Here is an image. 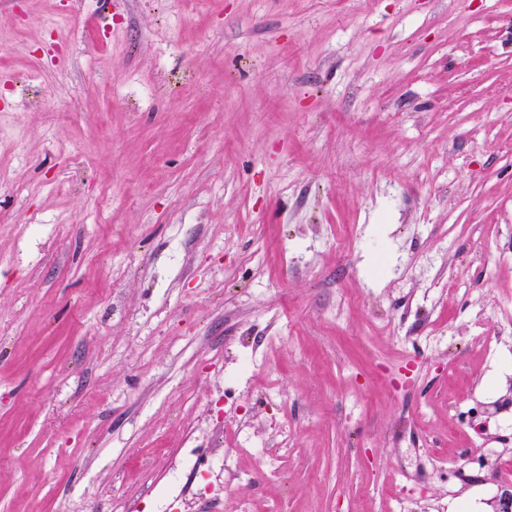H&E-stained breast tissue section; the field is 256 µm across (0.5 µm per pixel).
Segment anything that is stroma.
Here are the masks:
<instances>
[{
    "label": "stroma",
    "mask_w": 512,
    "mask_h": 512,
    "mask_svg": "<svg viewBox=\"0 0 512 512\" xmlns=\"http://www.w3.org/2000/svg\"><path fill=\"white\" fill-rule=\"evenodd\" d=\"M190 452L204 512L512 484V0H0V512Z\"/></svg>",
    "instance_id": "1"
}]
</instances>
